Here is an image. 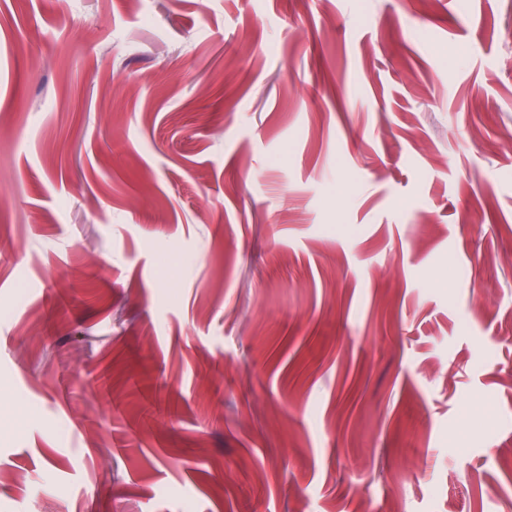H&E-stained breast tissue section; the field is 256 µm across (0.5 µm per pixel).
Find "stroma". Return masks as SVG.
Masks as SVG:
<instances>
[{
	"instance_id": "stroma-1",
	"label": "stroma",
	"mask_w": 512,
	"mask_h": 512,
	"mask_svg": "<svg viewBox=\"0 0 512 512\" xmlns=\"http://www.w3.org/2000/svg\"><path fill=\"white\" fill-rule=\"evenodd\" d=\"M512 0H0V512H512Z\"/></svg>"
}]
</instances>
